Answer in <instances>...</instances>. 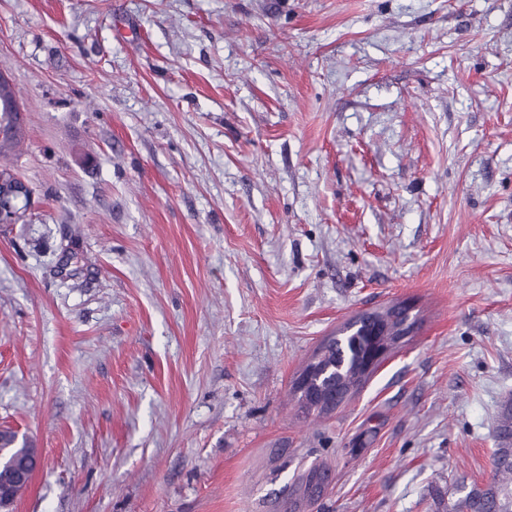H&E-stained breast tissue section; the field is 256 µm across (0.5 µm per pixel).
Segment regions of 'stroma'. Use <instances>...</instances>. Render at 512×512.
<instances>
[{
  "instance_id": "obj_1",
  "label": "stroma",
  "mask_w": 512,
  "mask_h": 512,
  "mask_svg": "<svg viewBox=\"0 0 512 512\" xmlns=\"http://www.w3.org/2000/svg\"><path fill=\"white\" fill-rule=\"evenodd\" d=\"M28 223L0 233L12 512H436L512 403V0H0ZM413 336L325 417L358 312ZM391 307L377 315L380 327L376 333L370 325H358L360 323L358 320L353 321L340 331L342 335L348 332L350 334L333 337L322 347L314 361L303 372L296 387L297 391L300 392L302 407L306 411L323 413L333 409L328 408L319 397V390L326 377L336 376V381H329L325 389L326 403L329 407H332L335 403L338 405L344 400L339 399L343 394V389L336 386V382L350 393L357 389L377 369L378 365L368 372L362 370L369 348L366 336H376L375 344L378 347L391 346L394 338L402 336L406 330V328L401 327L402 320L395 321L391 318L389 314ZM328 366H331L330 369L322 375L324 369ZM23 450L15 452L9 463L8 481L0 483V510L7 509L16 499V492L29 485L36 470L41 466L42 452L40 448L23 446ZM329 481L328 471L324 468L311 469L305 476L301 478L296 486V494L294 501H291L286 506L292 511L297 507V504L303 502L314 501L323 492Z\"/></svg>"
}]
</instances>
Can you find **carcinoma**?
Segmentation results:
<instances>
[{
	"instance_id": "1",
	"label": "carcinoma",
	"mask_w": 512,
	"mask_h": 512,
	"mask_svg": "<svg viewBox=\"0 0 512 512\" xmlns=\"http://www.w3.org/2000/svg\"><path fill=\"white\" fill-rule=\"evenodd\" d=\"M0 127L4 136L0 138V157H8L18 151L24 139L23 128L16 125L15 114L0 112ZM378 329L353 321L340 335L331 338L303 372L297 391L300 392L302 407L307 411L323 413L328 407L319 397V390L327 375L336 376V382L347 391L358 388L369 376L362 370L369 342L367 337L376 336V345H392L395 337L405 329L401 322L391 318L385 310L377 315ZM499 438L508 444L494 450L492 458L493 476L490 481L471 487L455 485L448 490V505L444 512H512V404L504 407L498 424ZM329 481L328 471L314 468L301 478L296 486L295 499L287 509L313 501L323 492Z\"/></svg>"
}]
</instances>
